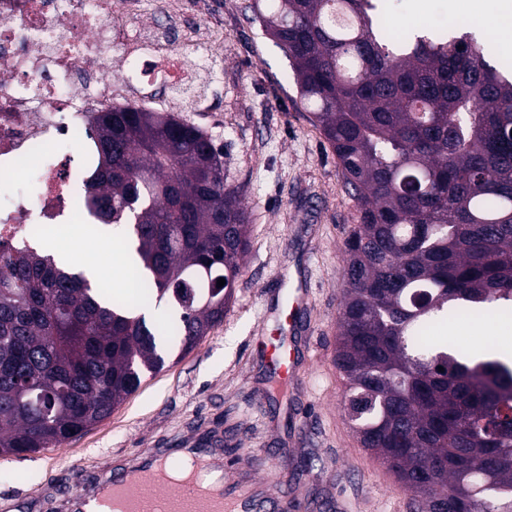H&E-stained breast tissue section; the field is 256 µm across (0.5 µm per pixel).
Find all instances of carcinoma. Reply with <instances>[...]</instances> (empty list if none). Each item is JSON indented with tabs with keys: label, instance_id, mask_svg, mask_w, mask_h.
Masks as SVG:
<instances>
[{
	"label": "carcinoma",
	"instance_id": "obj_1",
	"mask_svg": "<svg viewBox=\"0 0 512 512\" xmlns=\"http://www.w3.org/2000/svg\"><path fill=\"white\" fill-rule=\"evenodd\" d=\"M372 0H254L336 154L358 221L344 242L345 418L417 512H512V360L426 336L512 311V71L468 31L391 35ZM85 205L129 226L139 307L30 244L0 250V454L66 443L224 320L250 219L212 140L140 105L91 118ZM172 299L173 320L138 309ZM444 371H439L438 367Z\"/></svg>",
	"mask_w": 512,
	"mask_h": 512
}]
</instances>
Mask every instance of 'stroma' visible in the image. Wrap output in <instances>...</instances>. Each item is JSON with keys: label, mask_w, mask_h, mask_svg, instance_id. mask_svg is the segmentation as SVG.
Masks as SVG:
<instances>
[{"label": "stroma", "mask_w": 512, "mask_h": 512, "mask_svg": "<svg viewBox=\"0 0 512 512\" xmlns=\"http://www.w3.org/2000/svg\"><path fill=\"white\" fill-rule=\"evenodd\" d=\"M129 31L165 26L173 42L212 34L215 52L193 84L198 111L178 108L165 86L118 84L126 103L147 96L199 126L224 153V179L249 214L251 247L223 323L189 354L177 340L165 365L112 414L67 444L0 455V512H58L62 494L129 454L156 448H209L224 455L227 491L252 489L300 501L304 512H415L411 493L362 448L344 418L345 380L336 366L344 241L357 206L336 156L309 120L288 59L253 20V0H140ZM104 247L70 251L100 270L113 290L138 288L112 277L126 231L96 225ZM305 276L308 302L294 334L278 324L287 282ZM452 333L469 348L512 353V334L496 323L459 317ZM291 354L296 372L277 388L274 353Z\"/></svg>", "instance_id": "35a3bbf8"}]
</instances>
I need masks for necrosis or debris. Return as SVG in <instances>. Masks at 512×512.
I'll return each instance as SVG.
<instances>
[{"label":"necrosis or debris","instance_id":"necrosis-or-debris-1","mask_svg":"<svg viewBox=\"0 0 512 512\" xmlns=\"http://www.w3.org/2000/svg\"><path fill=\"white\" fill-rule=\"evenodd\" d=\"M132 0H0V244L35 233L58 240L88 218L77 203L91 166L89 116L116 106L115 72L171 85L192 77L195 58L129 54L115 26Z\"/></svg>","mask_w":512,"mask_h":512}]
</instances>
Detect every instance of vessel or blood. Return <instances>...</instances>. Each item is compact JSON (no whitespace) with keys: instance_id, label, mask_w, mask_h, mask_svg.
I'll return each mask as SVG.
<instances>
[{"instance_id":"1","label":"vessel or blood","mask_w":512,"mask_h":512,"mask_svg":"<svg viewBox=\"0 0 512 512\" xmlns=\"http://www.w3.org/2000/svg\"><path fill=\"white\" fill-rule=\"evenodd\" d=\"M194 457L196 469L181 477L170 472V454L164 450L137 451L110 471L81 481L67 493L62 512H113L111 501H121L122 512H255L253 493L234 501L224 495V472L209 466L197 449H183Z\"/></svg>"}]
</instances>
